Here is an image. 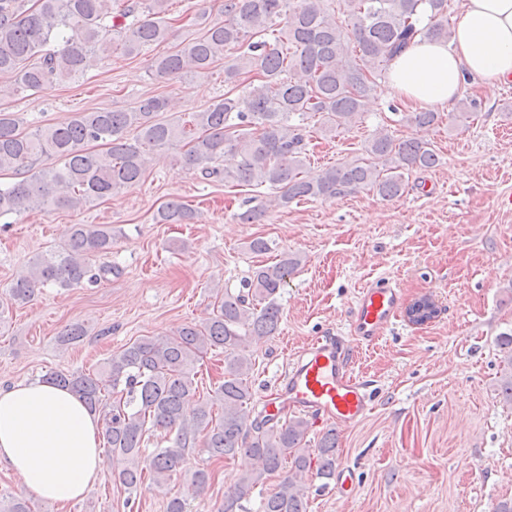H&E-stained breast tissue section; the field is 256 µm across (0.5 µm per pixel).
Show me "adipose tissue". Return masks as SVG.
Listing matches in <instances>:
<instances>
[{
  "instance_id": "ef3b65f1",
  "label": "adipose tissue",
  "mask_w": 512,
  "mask_h": 512,
  "mask_svg": "<svg viewBox=\"0 0 512 512\" xmlns=\"http://www.w3.org/2000/svg\"><path fill=\"white\" fill-rule=\"evenodd\" d=\"M487 94L512 80V0H463L452 40L423 41L390 63V93L452 110L464 74ZM103 464L97 415L73 392L39 380L0 389V465L36 497L66 506L97 485Z\"/></svg>"
}]
</instances>
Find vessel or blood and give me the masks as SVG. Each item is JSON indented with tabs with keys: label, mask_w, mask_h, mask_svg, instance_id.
<instances>
[{
	"label": "vessel or blood",
	"mask_w": 512,
	"mask_h": 512,
	"mask_svg": "<svg viewBox=\"0 0 512 512\" xmlns=\"http://www.w3.org/2000/svg\"><path fill=\"white\" fill-rule=\"evenodd\" d=\"M403 305V293L384 278L361 288L352 308L347 337L320 336L289 365L266 411L280 418L288 411L307 415L314 424L326 422L350 429L370 411L365 384L354 378L350 364L355 347L370 346L390 331Z\"/></svg>",
	"instance_id": "obj_1"
}]
</instances>
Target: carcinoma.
Wrapping results in <instances>:
<instances>
[{
    "instance_id": "cac0c4a2",
    "label": "carcinoma",
    "mask_w": 512,
    "mask_h": 512,
    "mask_svg": "<svg viewBox=\"0 0 512 512\" xmlns=\"http://www.w3.org/2000/svg\"><path fill=\"white\" fill-rule=\"evenodd\" d=\"M0 0V74L13 80L10 90H40L55 82L77 80L99 54L121 48L138 54L170 35L167 0ZM327 0H224V20L205 33L154 61L161 78L204 74L224 56V85L229 90L184 123H164L167 109L161 95L146 97L132 111L75 112L65 121L26 133L13 112H0V172L26 167L29 178L0 186V217L40 209H78L104 201L138 183L150 155L178 142L187 149L183 160L208 179L267 184L280 190L277 205L298 199H336L369 188L384 200L400 196L404 174L438 163L430 145L417 138L397 140L376 132L365 147L367 158L343 162L316 176L304 174L307 138L305 119L324 117L329 130L343 128L361 116L374 93L377 77L391 59L421 40L448 41V0H344L349 27L336 21ZM248 84L243 96L232 93ZM432 110L411 112L406 121L418 128L438 122ZM137 135L128 141L126 133ZM91 143L105 147L91 150ZM42 156L62 165L35 169ZM234 160L232 166L219 163ZM195 214L176 200L157 212L162 224H187ZM112 250V228L74 224L66 242L30 262L27 273L7 290L13 304H24L39 285L71 288L94 285L112 274L104 264L92 272L88 260ZM300 259L292 254L257 268L241 288L215 297L205 322L185 324L173 335L145 336L106 362L105 375L51 371L46 381L79 396L101 419L108 456L124 466L114 479L128 493L145 476L164 484L196 454L213 460L244 457L258 466L240 474L224 494L222 512H238L241 502L268 477L290 463L261 512H307L304 477L313 471L323 479L336 473V437L325 434L309 448L308 421L295 417L279 424L269 417H251V337L273 336L279 330L280 291ZM210 349L224 351V379L211 398L201 397L194 363ZM503 402L512 406V334L502 337ZM165 433L167 446L145 454L146 436ZM212 473H190L192 493L211 482ZM0 512H31L20 497L0 499Z\"/></svg>"
}]
</instances>
